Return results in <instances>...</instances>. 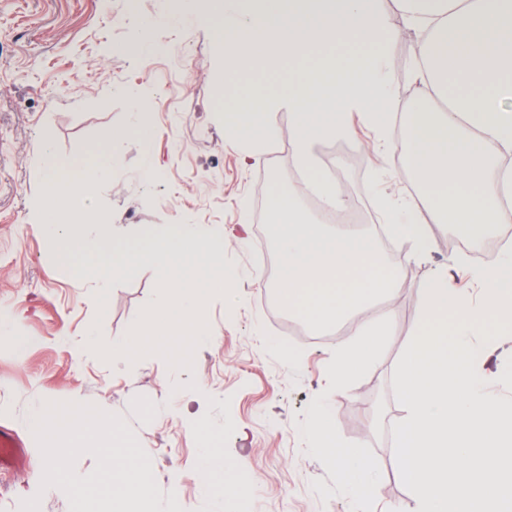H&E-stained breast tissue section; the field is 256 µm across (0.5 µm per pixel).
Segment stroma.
<instances>
[{
  "instance_id": "obj_1",
  "label": "stroma",
  "mask_w": 512,
  "mask_h": 512,
  "mask_svg": "<svg viewBox=\"0 0 512 512\" xmlns=\"http://www.w3.org/2000/svg\"><path fill=\"white\" fill-rule=\"evenodd\" d=\"M195 0H0V322L15 326L0 338V423L25 445L16 469L0 468V512H21L39 497V512H69L65 493L42 488L43 458L28 424L44 398L99 404L121 415L150 456L163 492H175L184 512H205L201 429L219 430L227 476L241 479L239 501L248 512H352L336 472L310 450L304 429L327 406L336 436L374 465L376 512L410 508L395 474L393 425L405 411L395 398L393 373L419 322L418 288L447 268L481 267L502 258L489 243L512 236L500 224L486 243L453 241L451 226L431 227L430 254L404 263L403 286L368 318H387L390 334L374 364L343 389L330 383L335 340L296 344L283 352L270 339L265 307L273 280L259 264L275 243L256 237L226 247L232 300L214 298L205 312L215 340L196 350L193 370H174L158 356L135 365L105 363L96 345L116 348L143 309L162 304L153 266L141 263L113 279L105 300L77 273V259L54 256L33 227L44 193L36 164L44 141L61 160L103 142L117 163L100 188V202L119 232L133 235L153 224L233 228L255 221L259 199L288 187L293 143L288 108L272 110L275 139L255 161L226 134L216 105L223 67L208 14ZM154 22L149 56L124 47ZM151 101L152 137L132 133L134 102ZM341 186L364 203L378 194L402 195L394 146L379 148L364 118H355ZM156 174L144 180L145 161ZM294 366H286L285 355ZM476 370L491 395L512 399V334L481 347ZM196 389H188V382Z\"/></svg>"
}]
</instances>
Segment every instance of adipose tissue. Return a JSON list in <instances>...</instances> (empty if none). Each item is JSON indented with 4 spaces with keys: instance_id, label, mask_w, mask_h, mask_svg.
<instances>
[{
    "instance_id": "1",
    "label": "adipose tissue",
    "mask_w": 512,
    "mask_h": 512,
    "mask_svg": "<svg viewBox=\"0 0 512 512\" xmlns=\"http://www.w3.org/2000/svg\"><path fill=\"white\" fill-rule=\"evenodd\" d=\"M198 2L213 28L224 31L225 74L262 76L290 61L309 64L287 71L277 96L225 95V129L245 158L258 159L274 139L270 109L288 106L295 166L309 174V191L324 211L348 208L339 185L320 177L312 148L347 138L348 118L359 112L381 136L400 129L401 171L415 190L378 202L389 234L409 244L410 258L433 248L425 217L462 225L471 235L512 223V0H395L398 26L382 0H235L228 17L221 0ZM408 29L416 36L409 77L417 96L405 107L387 56ZM351 42L368 45V52L337 55V46ZM269 212L277 226L275 294L283 310L317 332L358 321L331 361L333 380L344 386L373 363L384 341L386 326L359 315L399 288L401 265L369 234L323 226L295 192L277 191ZM332 421L318 408L308 443L335 469L357 512H374L372 465L337 442Z\"/></svg>"
}]
</instances>
